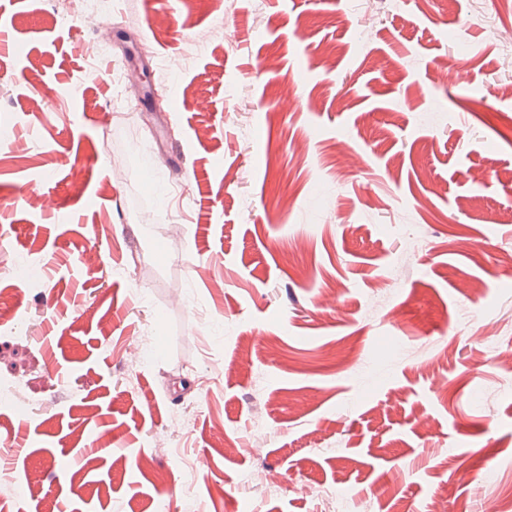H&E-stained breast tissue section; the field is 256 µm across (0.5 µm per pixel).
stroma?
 Listing matches in <instances>:
<instances>
[{"label":"stroma","mask_w":512,"mask_h":512,"mask_svg":"<svg viewBox=\"0 0 512 512\" xmlns=\"http://www.w3.org/2000/svg\"><path fill=\"white\" fill-rule=\"evenodd\" d=\"M107 2L94 78L79 14L0 0V441L28 439L0 500L322 512L315 488L345 481L379 512H483L512 492V71L487 29L512 0ZM130 67L157 109L116 101ZM47 192L50 214L28 203ZM169 208L180 235L145 219Z\"/></svg>","instance_id":"stroma-1"}]
</instances>
